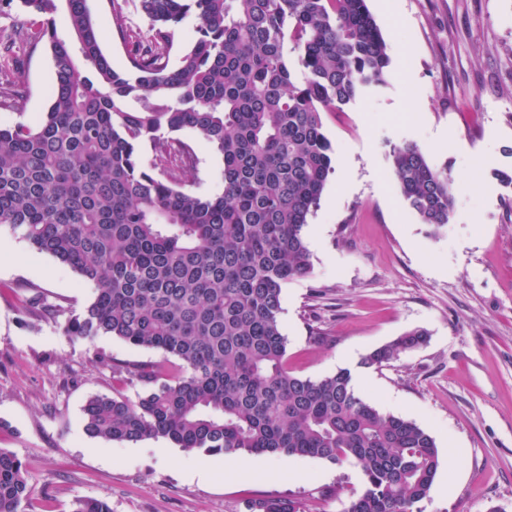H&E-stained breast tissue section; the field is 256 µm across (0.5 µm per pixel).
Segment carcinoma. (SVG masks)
Returning <instances> with one entry per match:
<instances>
[{
	"instance_id": "cac0c4a2",
	"label": "carcinoma",
	"mask_w": 512,
	"mask_h": 512,
	"mask_svg": "<svg viewBox=\"0 0 512 512\" xmlns=\"http://www.w3.org/2000/svg\"><path fill=\"white\" fill-rule=\"evenodd\" d=\"M21 5L31 19L20 33L49 43L54 81L36 124L0 126V226L93 288L65 335H108L184 362L174 376L126 368L142 394L90 398L86 432L353 464L364 487L347 512H416L441 466L434 437L363 399L347 368L319 379L289 372L280 322L283 288L312 274L305 228L333 171L322 113L383 84L391 65L367 0H140L153 38L126 34L124 71L102 52L87 0ZM61 8L70 43L57 35ZM190 14L194 44L171 68L169 27ZM184 128L222 155V191L187 189L196 153L172 137ZM390 156L420 223L436 232L451 223L448 170L415 142ZM426 340L411 330L363 364ZM28 495L23 463L0 449V512H20ZM247 509L305 512L277 498ZM72 512L112 508L83 498Z\"/></svg>"
}]
</instances>
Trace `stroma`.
I'll return each instance as SVG.
<instances>
[{"label":"stroma","instance_id":"35a3bbf8","mask_svg":"<svg viewBox=\"0 0 512 512\" xmlns=\"http://www.w3.org/2000/svg\"><path fill=\"white\" fill-rule=\"evenodd\" d=\"M114 68L128 66L123 29L150 41L139 0H87ZM390 48L385 84L323 113L335 170L306 242L311 277L282 292L281 330L291 373L318 379L359 367L373 349L412 329L427 344L367 369L358 393L407 417L435 439L442 465L421 512H512V189L494 169L512 167V0H367ZM12 80L21 108L0 104V125L33 123L47 110L54 68L47 43L17 42ZM190 184L223 188V159L193 131ZM417 142L457 185L448 228L431 233L403 201L392 145ZM81 309L92 290L53 257L0 229V448L25 466L24 512H72L81 498L112 512H247L255 498L294 499L306 512H346L363 489L353 465L309 457L212 459L217 477L195 471L205 455L162 439L107 443L84 428L88 398L142 385L125 364L182 362L110 337L65 336L64 314L39 318L27 298ZM449 492H442L445 479Z\"/></svg>","mask_w":512,"mask_h":512}]
</instances>
